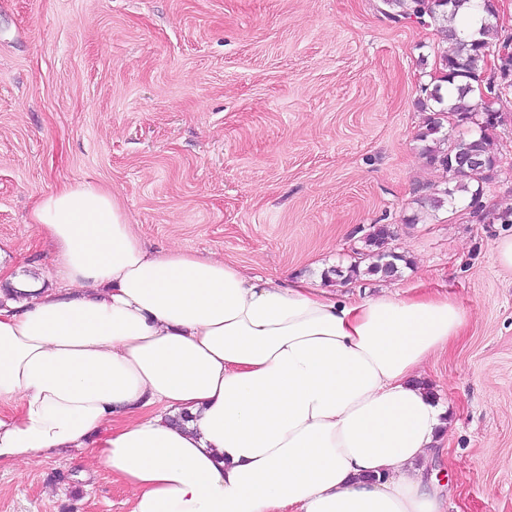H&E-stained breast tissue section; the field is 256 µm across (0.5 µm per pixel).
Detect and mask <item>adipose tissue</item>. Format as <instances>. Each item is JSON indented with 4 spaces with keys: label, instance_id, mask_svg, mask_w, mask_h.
Wrapping results in <instances>:
<instances>
[{
    "label": "adipose tissue",
    "instance_id": "ef3b65f1",
    "mask_svg": "<svg viewBox=\"0 0 512 512\" xmlns=\"http://www.w3.org/2000/svg\"><path fill=\"white\" fill-rule=\"evenodd\" d=\"M28 222L57 285L0 295V464L76 452L130 512H443L424 469L448 407L419 377L469 324L448 295L156 252L84 182Z\"/></svg>",
    "mask_w": 512,
    "mask_h": 512
}]
</instances>
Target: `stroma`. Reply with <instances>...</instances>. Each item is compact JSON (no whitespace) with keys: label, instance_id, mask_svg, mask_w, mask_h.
Masks as SVG:
<instances>
[{"label":"stroma","instance_id":"35a3bbf8","mask_svg":"<svg viewBox=\"0 0 512 512\" xmlns=\"http://www.w3.org/2000/svg\"><path fill=\"white\" fill-rule=\"evenodd\" d=\"M381 0H0V242L12 278L48 276L27 218L81 181L112 192L142 242L248 273L320 279L388 224L406 263L361 276L364 295L422 286L470 313L423 369L448 404L431 471L446 512H512V272L493 255L512 224L473 218L415 139L441 34ZM497 109L499 165L484 211L512 206V94ZM103 467L60 454L0 464V512H129Z\"/></svg>","mask_w":512,"mask_h":512}]
</instances>
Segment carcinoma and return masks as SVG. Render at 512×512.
<instances>
[{
    "mask_svg": "<svg viewBox=\"0 0 512 512\" xmlns=\"http://www.w3.org/2000/svg\"><path fill=\"white\" fill-rule=\"evenodd\" d=\"M383 4L387 15L432 27L444 33L453 45L451 54L439 58L431 75L432 89L418 100L429 117L416 134L419 155L448 175L447 187L422 195L418 204L426 212L435 213L453 204L456 197L467 196L468 207L477 216L482 208L483 185L499 163L493 131L485 124L487 108L481 101L479 85H484L497 100L512 91V67L489 74L484 63L485 55L496 52L508 39L499 38L489 0H383ZM478 9L484 15L477 27L468 33L461 31L459 21L472 17ZM473 154L482 159L481 167L462 166ZM392 235L390 225H373L355 250V254L369 261L366 268L356 261L345 270L336 267L327 271L325 279L342 283L353 276H397L403 257L389 248Z\"/></svg>",
    "mask_w": 512,
    "mask_h": 512,
    "instance_id": "cac0c4a2",
    "label": "carcinoma"
}]
</instances>
